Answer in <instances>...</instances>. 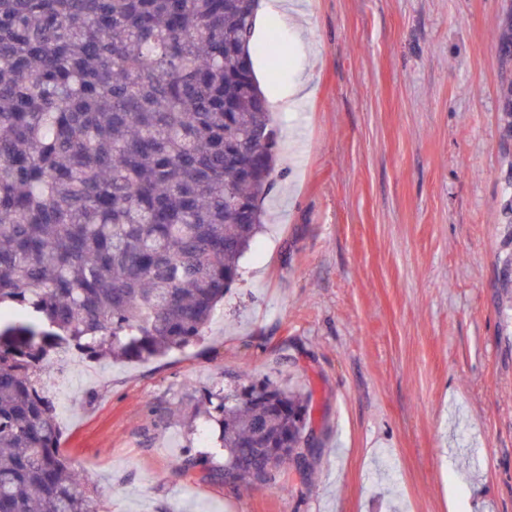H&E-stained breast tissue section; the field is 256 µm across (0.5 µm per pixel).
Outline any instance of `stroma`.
<instances>
[{
	"label": "stroma",
	"mask_w": 512,
	"mask_h": 512,
	"mask_svg": "<svg viewBox=\"0 0 512 512\" xmlns=\"http://www.w3.org/2000/svg\"><path fill=\"white\" fill-rule=\"evenodd\" d=\"M512 0H280L256 75L280 174L202 339L146 362L37 372L101 512H512ZM289 54L276 70L266 45ZM311 393L310 474L232 487L208 391Z\"/></svg>",
	"instance_id": "obj_1"
}]
</instances>
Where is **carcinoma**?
<instances>
[{
    "mask_svg": "<svg viewBox=\"0 0 512 512\" xmlns=\"http://www.w3.org/2000/svg\"><path fill=\"white\" fill-rule=\"evenodd\" d=\"M259 0H0V512H98L36 371L63 348L144 360L196 341L278 177ZM512 58V14L495 35ZM227 485L305 461L312 398L212 390Z\"/></svg>",
    "mask_w": 512,
    "mask_h": 512,
    "instance_id": "1",
    "label": "carcinoma"
}]
</instances>
